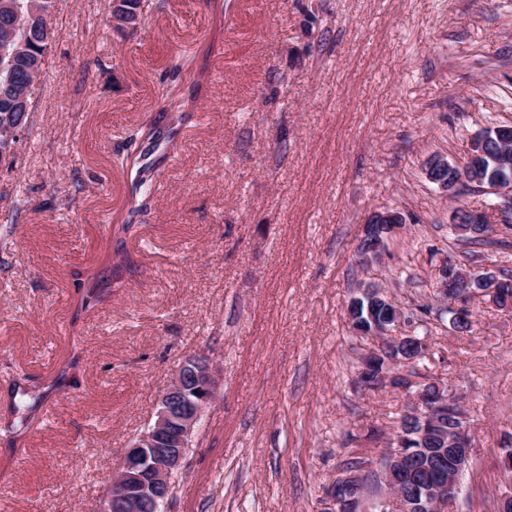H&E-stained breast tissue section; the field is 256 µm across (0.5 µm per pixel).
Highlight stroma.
I'll return each instance as SVG.
<instances>
[{
    "label": "stroma",
    "mask_w": 512,
    "mask_h": 512,
    "mask_svg": "<svg viewBox=\"0 0 512 512\" xmlns=\"http://www.w3.org/2000/svg\"><path fill=\"white\" fill-rule=\"evenodd\" d=\"M112 0H54V45L31 123L0 165V418L35 402L10 373L48 383L82 339L77 385L38 401L44 426L0 435V512H97L126 448L183 359L223 368L162 512H320L342 463L378 460L410 396L359 389L369 343L346 307L374 283L434 355L474 421L449 512H493L512 491V316L480 303L453 332L432 290L466 264L455 207L493 196L429 182L484 127L512 124V0H141L119 33ZM196 93L173 141L149 147L137 266L73 321L88 269L112 264L131 216L115 164L163 90ZM406 218L371 266L361 226Z\"/></svg>",
    "instance_id": "stroma-1"
}]
</instances>
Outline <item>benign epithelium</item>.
Returning <instances> with one entry per match:
<instances>
[{
  "mask_svg": "<svg viewBox=\"0 0 512 512\" xmlns=\"http://www.w3.org/2000/svg\"><path fill=\"white\" fill-rule=\"evenodd\" d=\"M53 9L52 0L46 4L38 0L28 18L6 16L4 34L0 37V70L12 69L15 58L29 42L38 47L40 59H46L54 42L52 27L48 24L40 26L34 35L29 31L35 20L53 13ZM22 127L23 121L14 119L5 136H0V165L11 159L12 140L22 133ZM487 140L486 130L476 133L471 139L466 163L461 166L441 158L429 160L427 178L448 192L450 198L462 181L474 185L479 183L481 178L471 161L484 155ZM488 191L499 199L494 208L502 217H509L512 214V177L495 183ZM402 224L403 217L397 210L385 208L374 212L362 225L359 264L368 265L380 252L384 239L397 233ZM451 224L455 230L461 224H478L481 230L490 234L496 230L493 225H485V216L481 212L463 207L453 209ZM475 280L474 271L464 269L446 257L438 269L436 299L449 303L463 318L469 317L470 307L476 300L498 305L502 283L499 276L492 278V285L488 288L469 287ZM361 297L368 300L366 318L370 325L358 328L356 332L370 340L372 346L364 354L358 384L367 389L382 380L392 388L410 389L412 381L403 385L399 383L402 374H390L388 369L395 364L409 367L429 357L423 348L411 358L399 354L405 342L418 341L423 346L426 342L410 333L392 335L404 320V314L395 299L380 287L365 288L361 296L351 298L347 306L351 324L363 322L360 316ZM379 304L395 307L393 318H376ZM221 372L220 364L207 356L194 354L183 360L158 398L153 424L126 449L113 478L112 489L100 497L98 512H159L160 505L172 493V479L184 464L192 439L199 430L201 417L215 399ZM446 415L448 394L433 398L426 387L417 385L404 411V418L417 424V432L408 435L403 429H398L388 439L383 453L382 479L389 490L384 500L386 512H447L448 506L456 499L460 477L470 461L468 425L463 412L458 410L459 426L450 433ZM363 499L362 494L351 501L343 499L334 483L327 491L322 512H362Z\"/></svg>",
  "mask_w": 512,
  "mask_h": 512,
  "instance_id": "benign-epithelium-1",
  "label": "benign epithelium"
}]
</instances>
